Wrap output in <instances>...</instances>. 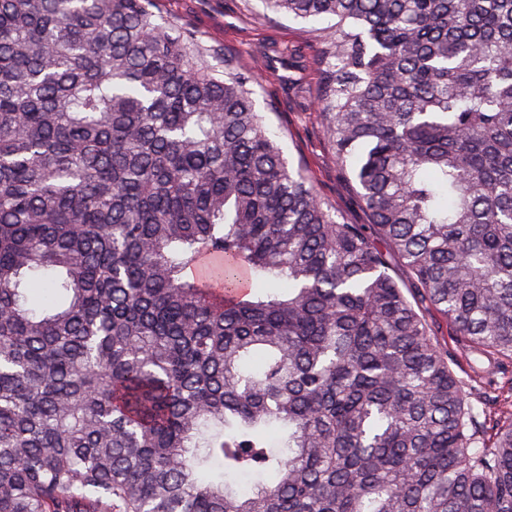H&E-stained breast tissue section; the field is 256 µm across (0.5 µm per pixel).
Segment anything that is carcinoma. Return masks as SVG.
Here are the masks:
<instances>
[{
    "mask_svg": "<svg viewBox=\"0 0 512 512\" xmlns=\"http://www.w3.org/2000/svg\"><path fill=\"white\" fill-rule=\"evenodd\" d=\"M264 2L369 225L157 0H0V512H512L407 297L512 358V0Z\"/></svg>",
    "mask_w": 512,
    "mask_h": 512,
    "instance_id": "obj_1",
    "label": "carcinoma"
}]
</instances>
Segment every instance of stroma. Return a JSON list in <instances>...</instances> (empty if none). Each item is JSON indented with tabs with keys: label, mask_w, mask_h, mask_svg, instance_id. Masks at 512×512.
<instances>
[{
	"label": "stroma",
	"mask_w": 512,
	"mask_h": 512,
	"mask_svg": "<svg viewBox=\"0 0 512 512\" xmlns=\"http://www.w3.org/2000/svg\"><path fill=\"white\" fill-rule=\"evenodd\" d=\"M159 11L178 18L255 75L256 107L278 134L285 156L303 166L312 185L344 221L369 223L358 188L324 132L318 100L322 64L316 31L331 26V19L273 17L263 0H159ZM260 43L269 46L268 55L257 54ZM424 316L446 346L449 365L472 403L479 406L485 397L494 398L484 432L485 440H492L499 419L512 413V359L461 358L447 321L431 308Z\"/></svg>",
	"instance_id": "obj_1"
}]
</instances>
